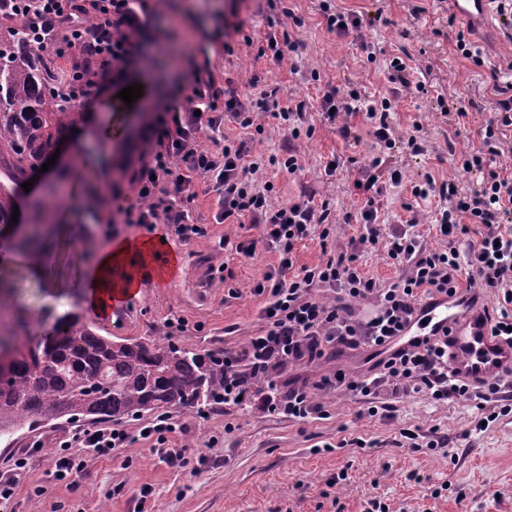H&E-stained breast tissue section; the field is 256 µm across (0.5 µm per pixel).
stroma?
Wrapping results in <instances>:
<instances>
[{"mask_svg": "<svg viewBox=\"0 0 512 512\" xmlns=\"http://www.w3.org/2000/svg\"><path fill=\"white\" fill-rule=\"evenodd\" d=\"M333 3L358 13L381 14L383 22L361 42L328 31L323 0H281L278 10L270 9L267 0H160L153 23L160 28L176 25L192 45L205 47L216 72L231 78L241 93L256 96L263 84L279 86L283 107L300 100L320 104L323 94L348 84L373 100L391 98L390 120L402 141L385 152L367 134L357 142L344 140L336 126L316 115L310 119L313 134L292 141L277 119L262 115L264 132L256 138L257 152L269 156L294 150L301 168L293 174L270 168L261 178L273 183L274 203L292 200L305 189L314 191L316 201L328 202L335 222L329 243L342 248L360 231L359 225L344 221L357 203L356 169L385 155L404 175L401 184L388 186L382 200L380 219L385 228L401 226L407 218L403 203L415 202L420 222L414 233L422 236L426 247H441L429 229L439 201H413L411 184L429 173L456 182L465 192L475 188L476 175L464 171L458 158L480 147L485 126L495 116L491 72L512 82V40L504 37L499 21L476 28L474 39L483 58L477 66L456 49L446 0ZM285 7L300 17V24L283 17ZM237 22L242 25L240 34L229 35ZM285 31L294 44L289 57L281 62L269 55L257 57L255 48L264 44L268 33ZM247 37L254 48L244 46ZM228 42L235 48L230 56L224 52ZM404 52L411 57V80L425 82L426 93L389 82L387 65ZM163 55L161 48L146 44L112 78L101 93L103 105L96 108L97 125L86 122L82 102L68 103L74 121L61 137L56 165L71 172L72 204L51 217L52 223L66 225L68 239L55 238L45 246L61 286L47 288L15 262L9 244H0V284L18 304L54 316L82 310L76 291L79 277L110 243L100 231L108 209L88 210L82 200L89 192L123 183L128 165L142 152V129L156 103L185 81L189 65H159ZM135 75L158 80L160 88L128 105L114 92ZM255 76L260 79L256 86L251 83ZM449 95L464 100L465 120L440 111L438 97ZM133 120L140 130L129 137L125 131ZM415 132L424 147L419 155L403 143ZM336 156L343 166L328 172L326 165ZM197 192L194 216L207 234L193 243L181 242L163 224L149 231L123 227L124 239H143L151 232L164 235L167 255L176 258L177 266L165 281L142 280L137 294L107 324L87 313L100 334L164 343L166 322L175 318L185 322L184 336L198 349L221 352L239 346L261 327L264 299L253 295L251 288L276 265L277 257L262 249L251 258L228 255L224 239L245 242L258 238L259 231L248 224L217 223L219 192L210 184L199 185ZM313 396L328 410V418L292 421L214 403L173 410V417L186 425L168 442L169 447L183 449L181 465L160 457L153 441L137 438L152 414L125 421L123 427L135 434V441L109 458L81 450L85 470L73 485L54 477L58 442L72 432V424L59 420L19 433L11 443H0V471L22 456L28 466L14 498L0 504V512H364L374 498L388 504L389 512H512V413L482 428L478 422L485 412L471 399L437 404L412 395L395 402L389 416L373 418L360 415L353 395L317 389ZM228 423L233 426L229 432L224 429ZM406 429L444 439L447 445L436 450L409 447L401 437ZM357 438L365 440V447L354 446ZM343 471L347 479L337 481ZM144 487L150 494L143 499L139 491Z\"/></svg>", "mask_w": 512, "mask_h": 512, "instance_id": "stroma-1", "label": "stroma"}]
</instances>
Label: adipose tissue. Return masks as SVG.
Returning a JSON list of instances; mask_svg holds the SVG:
<instances>
[{"instance_id":"1","label":"adipose tissue","mask_w":512,"mask_h":512,"mask_svg":"<svg viewBox=\"0 0 512 512\" xmlns=\"http://www.w3.org/2000/svg\"><path fill=\"white\" fill-rule=\"evenodd\" d=\"M165 248L160 237L124 239L102 249L83 274L79 285L86 309L99 315L111 312L115 302L134 295L142 277L159 276L150 260Z\"/></svg>"}]
</instances>
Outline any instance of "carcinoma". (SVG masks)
Segmentation results:
<instances>
[{
	"mask_svg": "<svg viewBox=\"0 0 512 512\" xmlns=\"http://www.w3.org/2000/svg\"><path fill=\"white\" fill-rule=\"evenodd\" d=\"M63 58L37 43L28 30L0 28V224L12 223L15 186L42 166L71 122L58 89ZM67 195L66 182L46 184L28 205L31 232L14 240L16 252L40 261L50 212ZM12 314L0 334V441L39 422H118L158 409H193L224 401V353H203L194 344L114 340L98 333L78 312L55 318L44 311H14L0 294V315Z\"/></svg>",
	"mask_w": 512,
	"mask_h": 512,
	"instance_id": "obj_1",
	"label": "carcinoma"
}]
</instances>
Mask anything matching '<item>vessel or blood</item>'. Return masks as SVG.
I'll list each match as a JSON object with an SVG mask.
<instances>
[{
  "mask_svg": "<svg viewBox=\"0 0 512 512\" xmlns=\"http://www.w3.org/2000/svg\"><path fill=\"white\" fill-rule=\"evenodd\" d=\"M454 12L477 25L489 23L490 0H450ZM486 308L476 294L437 296L421 305V317L400 338L401 345L428 338L448 342V372L477 386L512 371V343L490 333Z\"/></svg>",
  "mask_w": 512,
  "mask_h": 512,
  "instance_id": "b4317fda",
  "label": "vessel or blood"
}]
</instances>
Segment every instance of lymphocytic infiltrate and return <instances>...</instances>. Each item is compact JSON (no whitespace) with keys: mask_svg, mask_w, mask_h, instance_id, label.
<instances>
[{"mask_svg":"<svg viewBox=\"0 0 512 512\" xmlns=\"http://www.w3.org/2000/svg\"><path fill=\"white\" fill-rule=\"evenodd\" d=\"M12 19L28 26L42 42L61 41L72 61L61 83L63 96L70 101L86 97L100 88L138 54L155 12L154 0H11ZM498 114L487 125L481 149L466 154L470 172L481 174L477 189L463 194L454 182L424 176L411 187L412 203L406 204L411 223L415 199L436 197L446 204L438 224L446 247L430 249L418 235L395 228L384 232L380 225V201L388 185L399 184L403 174L387 169L382 157H373L358 170L354 188L362 199L356 211L346 213V222L361 224L363 233L351 238L340 252L323 251L319 263L296 266V252L303 240L319 234L330 236L328 205H316L312 193L273 205L271 182H258L259 172L279 167L288 173L300 168L296 154L265 157L253 148V138L225 140L224 144L202 148L206 131H218L224 117H231L241 129L254 127L261 113L276 111L291 138H300L311 107L307 102L280 107L277 88L263 90L260 97L240 94L232 82H218L209 61L196 65L191 81L174 88L172 105L159 109L150 124L137 165L125 175L126 188L113 193V212L104 232L117 225L145 229L168 225L185 243L205 237L206 228L192 212L197 197L195 185L214 183L224 199L219 214L227 224H245L261 230L258 239L237 243L235 251L254 256L263 248L276 253L278 264L252 288L264 297L260 311L262 325L238 349L224 353V403L249 407L259 412L291 420L324 418L322 404L314 402L307 384L300 379L279 384L285 369L294 363L313 362L326 348L337 351L360 347L380 350L382 356L368 373L354 376L344 369L321 375L319 388L348 391L359 396L370 416L391 411L394 399L420 394L434 403L467 398L489 400L498 394L499 381L472 386L450 378L448 344L427 340L411 348L397 341L416 315L421 298L459 293L482 287L498 296L495 313L486 321L492 335L512 342V175L501 176L487 170L488 159L500 153L498 128L512 125V84L496 86ZM389 98L365 105L358 89H333L320 103L321 116L336 125L346 138L357 137L350 117L364 113L368 133L377 143L391 146L393 129ZM140 199V206L123 205L126 192ZM481 225L479 239L467 253L457 244L465 239L471 225ZM383 249L387 260L404 267V278L382 285L365 274L360 256ZM470 275H463V266ZM336 291L341 302L330 305L313 295L314 287ZM366 301L373 309L360 318L351 302ZM131 435L122 428L104 427L75 432L60 444L56 454L57 480H72L84 464L76 456L79 448L92 449L99 457L127 447Z\"/></svg>","mask_w":512,"mask_h":512,"instance_id":"lymphocytic-infiltrate-1","label":"lymphocytic infiltrate"}]
</instances>
